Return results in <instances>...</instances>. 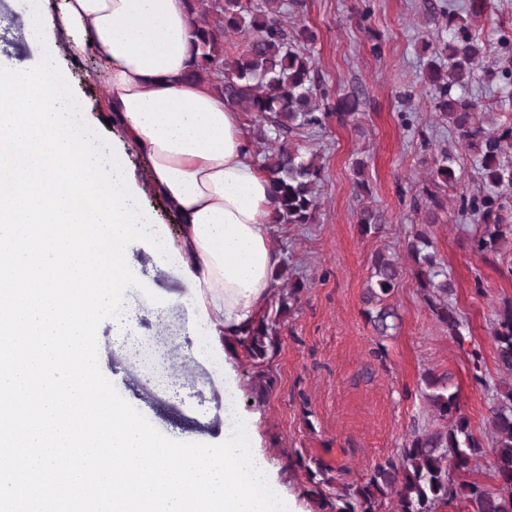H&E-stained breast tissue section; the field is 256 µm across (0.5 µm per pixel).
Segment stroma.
Returning <instances> with one entry per match:
<instances>
[{"label":"stroma","instance_id":"1","mask_svg":"<svg viewBox=\"0 0 512 512\" xmlns=\"http://www.w3.org/2000/svg\"><path fill=\"white\" fill-rule=\"evenodd\" d=\"M452 2L487 54L479 69L500 58V38L512 37V0H286L285 25L315 34L311 51L331 91L326 128L300 142L323 166L320 210L312 224H276L271 243L288 263V280L303 281L294 311L280 331V348L265 369L275 379L259 396L253 363L235 358L238 377L257 417L269 457L295 512H319L306 494V470L297 458L331 465L327 493L365 478L386 459H400L411 433L440 420L425 399L423 377L434 374L457 391L484 453L462 478L498 488L491 451L489 386L504 380L495 359L493 322L512 300V252L482 260L470 239L478 226L457 214L460 194L476 192L471 155L435 109L422 73L429 47L446 35L447 17L427 14L426 2ZM29 0H0V60L34 66L40 57L21 21ZM352 113L342 126L334 115ZM450 147L460 156L454 186L440 188L445 210L438 223L420 227L411 201L429 180L432 154ZM365 179L367 192L356 182ZM381 216L379 234L361 235L357 215ZM426 229L455 281L453 305L467 324L457 343L432 316L408 259L406 243ZM386 250L402 258L405 277L389 302L399 314L390 335H376L363 309L371 258ZM132 272L150 293L127 289L123 309L134 335L121 336L112 320L97 331L98 362L118 393L164 436L181 442L224 441V365L207 337L187 328L195 290L178 262L152 245L134 253Z\"/></svg>","mask_w":512,"mask_h":512}]
</instances>
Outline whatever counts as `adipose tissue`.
Here are the masks:
<instances>
[{
	"instance_id": "1",
	"label": "adipose tissue",
	"mask_w": 512,
	"mask_h": 512,
	"mask_svg": "<svg viewBox=\"0 0 512 512\" xmlns=\"http://www.w3.org/2000/svg\"><path fill=\"white\" fill-rule=\"evenodd\" d=\"M60 58L93 54L88 78L126 156L178 222L177 260L202 324L235 379L229 340L254 322L276 286L275 201L252 159L241 113L210 84L184 78L194 38L185 0H41Z\"/></svg>"
}]
</instances>
